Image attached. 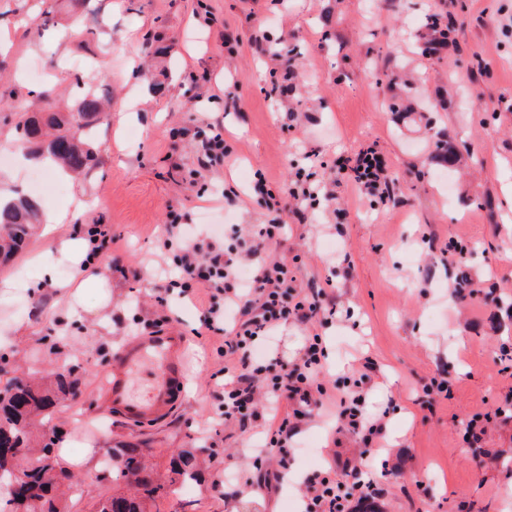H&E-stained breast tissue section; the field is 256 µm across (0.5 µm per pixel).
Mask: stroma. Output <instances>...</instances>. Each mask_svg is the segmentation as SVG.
Wrapping results in <instances>:
<instances>
[{
    "label": "stroma",
    "mask_w": 512,
    "mask_h": 512,
    "mask_svg": "<svg viewBox=\"0 0 512 512\" xmlns=\"http://www.w3.org/2000/svg\"><path fill=\"white\" fill-rule=\"evenodd\" d=\"M429 14L454 28L431 56L422 51ZM0 30V95L12 105L0 111V178L18 171L8 189L65 213L61 234L108 224L118 239L94 262L112 282V304L80 321L65 320L57 288L31 290L30 260L54 259L53 241L34 235L0 267L19 282L0 302V367L26 376L63 366L77 382L44 433L89 442L99 462L114 448H149L162 470L178 450L203 449L200 480L157 499L154 512H303L299 485L270 493L243 484L257 473L264 424L211 443L222 402L211 376L224 358L203 333L206 311L188 298L156 300L170 276V213L186 225L211 213L229 238L234 225L266 221L255 184L284 198L303 169L337 181L336 200L290 206L286 234L267 251L293 260L302 292L325 287L341 315L320 330L321 382L351 375L362 358L374 364L367 408L385 428L368 462L390 475L382 512H512V471L477 467L462 442L473 414L512 397L501 355L512 347V312L453 293L467 275L512 298V0H399L394 10L366 0H0ZM276 53L298 73L284 97L270 92ZM75 59L84 62L76 72ZM393 73L412 81L409 111L388 109L399 93ZM79 79L112 97L93 132L99 162L65 191L34 187L9 153L16 125L43 109L73 111L64 90ZM218 123L224 170L192 181L194 134ZM439 132L463 157L450 191L432 154ZM368 147L390 165L384 202L333 166ZM454 241L470 249L467 262L450 251ZM148 325L186 340L185 401L168 421L133 428L104 407L100 383L123 341ZM435 377L453 394L428 404L422 387ZM333 429L328 413L303 423L289 471L306 478L333 452L350 457L353 441L335 448ZM76 475L82 493L66 512H94L112 496L99 463Z\"/></svg>",
    "instance_id": "35a3bbf8"
}]
</instances>
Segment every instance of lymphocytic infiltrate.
Returning <instances> with one entry per match:
<instances>
[{"label":"lymphocytic infiltrate","mask_w":512,"mask_h":512,"mask_svg":"<svg viewBox=\"0 0 512 512\" xmlns=\"http://www.w3.org/2000/svg\"><path fill=\"white\" fill-rule=\"evenodd\" d=\"M350 170L353 182L365 194H386L389 166L382 155L370 149L360 151ZM268 210L267 223L237 229L234 247L225 245L220 234L182 238L171 258L178 278L160 286L157 298L165 300L177 287L182 296L200 299L205 306V327L224 348V365L215 374L224 394L222 421L225 428L242 432L254 422H268L266 446L275 453L278 467L258 473L256 482L275 488L294 454L293 438L300 425L329 398L318 381L324 350L320 335L314 334L300 361L285 363L258 357L257 345L289 323L313 330L317 323L335 316L336 310L324 306L323 290L298 296L293 266L287 259L266 254V243L280 238L285 229L281 204H269ZM367 379V374H360L348 392L332 400L334 445L350 438L358 443L362 456L370 453L383 431L381 416L364 411ZM332 466L337 477L319 475L305 482V512H356L363 501L386 497L385 484L363 465L336 454Z\"/></svg>","instance_id":"lymphocytic-infiltrate-1"}]
</instances>
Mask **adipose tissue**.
I'll list each match as a JSON object with an SVG mask.
<instances>
[{"label": "adipose tissue", "mask_w": 512, "mask_h": 512, "mask_svg": "<svg viewBox=\"0 0 512 512\" xmlns=\"http://www.w3.org/2000/svg\"><path fill=\"white\" fill-rule=\"evenodd\" d=\"M62 221L63 216L59 213L48 215L46 218L43 234L54 238L56 259L41 265L38 275L39 282L44 285H58L59 294L71 314L86 313L84 291L88 288L95 289L97 292V307L108 306L112 300L110 280L103 273L91 271L89 264L85 263L87 243L82 234L76 233L69 237L57 236L56 228ZM60 263L68 264L76 271L75 278L62 285L58 284L56 279V266Z\"/></svg>", "instance_id": "adipose-tissue-1"}]
</instances>
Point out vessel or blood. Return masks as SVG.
Listing matches in <instances>:
<instances>
[{"mask_svg":"<svg viewBox=\"0 0 512 512\" xmlns=\"http://www.w3.org/2000/svg\"><path fill=\"white\" fill-rule=\"evenodd\" d=\"M186 342L166 332L126 340L112 358L102 401L131 427H151L181 404L186 383Z\"/></svg>","mask_w":512,"mask_h":512,"instance_id":"vessel-or-blood-1","label":"vessel or blood"}]
</instances>
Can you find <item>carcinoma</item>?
<instances>
[{
	"label": "carcinoma",
	"instance_id": "carcinoma-1",
	"mask_svg": "<svg viewBox=\"0 0 512 512\" xmlns=\"http://www.w3.org/2000/svg\"><path fill=\"white\" fill-rule=\"evenodd\" d=\"M108 101L89 86L81 87L76 104L77 115L83 119L74 140L70 137V120L57 113L45 117L33 116L22 125L16 138L24 155L37 159L49 157L64 170L78 176L96 162V153L90 143V130L106 112ZM435 155L452 169L458 163L455 146L442 135H436ZM39 202L26 195L16 194L7 202H0V265H7L26 245L41 223ZM67 393L65 375L57 374L50 384L29 381L25 377H12L0 387V448L6 445H27L37 438L33 413L45 420L51 409ZM139 448L112 449V466L103 469L112 478V484L125 485L127 492L114 494L99 502L96 512H151L158 498L177 493V486L201 477L196 455L182 450L170 462L173 477L160 482L154 479L143 463ZM0 512H62L57 498L46 495L38 502L28 503L18 510L13 500H1Z\"/></svg>",
	"mask_w": 512,
	"mask_h": 512
}]
</instances>
